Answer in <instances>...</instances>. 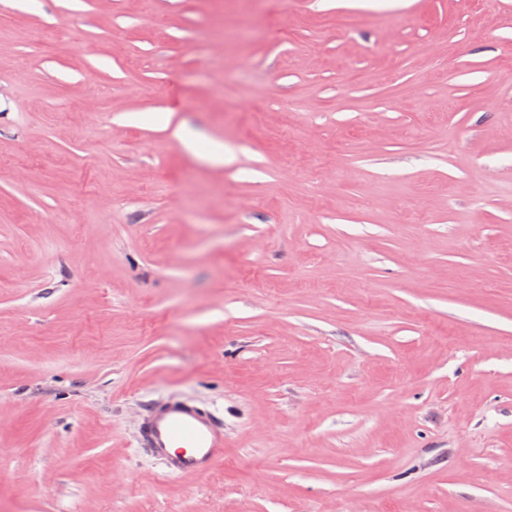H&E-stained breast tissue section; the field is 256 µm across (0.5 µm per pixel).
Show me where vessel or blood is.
<instances>
[{
	"label": "vessel or blood",
	"instance_id": "1",
	"mask_svg": "<svg viewBox=\"0 0 512 512\" xmlns=\"http://www.w3.org/2000/svg\"><path fill=\"white\" fill-rule=\"evenodd\" d=\"M139 443L168 471L203 477L224 454V431L210 413L195 405L162 402L144 420Z\"/></svg>",
	"mask_w": 512,
	"mask_h": 512
}]
</instances>
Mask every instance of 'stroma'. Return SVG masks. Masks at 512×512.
I'll return each instance as SVG.
<instances>
[{
    "label": "stroma",
    "instance_id": "1",
    "mask_svg": "<svg viewBox=\"0 0 512 512\" xmlns=\"http://www.w3.org/2000/svg\"><path fill=\"white\" fill-rule=\"evenodd\" d=\"M0 512H512V0H0ZM139 443L169 472L197 477L208 475L224 456V430L210 413L181 401L154 405L142 424Z\"/></svg>",
    "mask_w": 512,
    "mask_h": 512
}]
</instances>
